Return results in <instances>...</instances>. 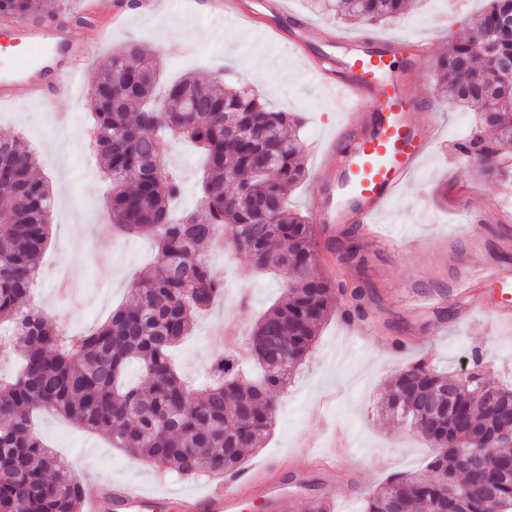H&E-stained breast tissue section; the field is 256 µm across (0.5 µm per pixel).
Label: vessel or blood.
Here are the masks:
<instances>
[{"label": "vessel or blood", "mask_w": 512, "mask_h": 512, "mask_svg": "<svg viewBox=\"0 0 512 512\" xmlns=\"http://www.w3.org/2000/svg\"><path fill=\"white\" fill-rule=\"evenodd\" d=\"M224 10L234 20L257 32L283 41L300 64L301 71L314 79L327 99L343 117L340 127L326 142L319 170L327 188L313 196L310 210L318 224H358L369 240H377L375 224L379 215L409 184L436 139L434 125L418 120L421 111H434L431 96L414 95L407 85V73L424 75L428 49L411 35L385 37L346 36L350 46L341 61L313 56L276 23H259L245 11L240 0H224ZM14 49L10 72L0 75V104L20 99L36 103L51 96L66 99L73 94V78L89 56L87 44L75 41L57 23L36 24L23 18L5 17ZM374 98L379 123L370 135L357 129L367 98ZM497 283L512 288V273L488 262H476L457 290L467 302H475L479 288ZM304 485L302 475L287 479L272 465L227 479L202 492L159 495L126 484L113 487L111 499L87 498L86 512H245L260 505L262 512H283L290 497L289 482Z\"/></svg>", "instance_id": "b4317fda"}]
</instances>
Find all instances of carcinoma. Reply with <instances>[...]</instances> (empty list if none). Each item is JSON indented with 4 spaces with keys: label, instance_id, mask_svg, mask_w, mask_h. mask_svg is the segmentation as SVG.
I'll return each mask as SVG.
<instances>
[{
    "label": "carcinoma",
    "instance_id": "obj_1",
    "mask_svg": "<svg viewBox=\"0 0 512 512\" xmlns=\"http://www.w3.org/2000/svg\"><path fill=\"white\" fill-rule=\"evenodd\" d=\"M63 0H0V14L30 20L54 18ZM409 0H334L339 18L369 24L391 21ZM512 0H490L435 64L439 98L479 112L480 125L496 138L476 135L459 145L481 174L511 178L502 150L512 145V28L501 22ZM158 75L153 61L131 43L112 55L91 89L94 146L103 155L111 188V230L154 243L158 274L138 278L129 300L102 324L71 335L26 304L40 274L51 233L53 192L37 173L34 149L0 138V348L20 359L0 377V512H83L80 476L34 433L31 417L47 412L108 435L134 458L156 461L181 478L222 480L244 469L245 453L260 448L276 421L278 394L309 354L321 323L336 309L335 286L313 274L318 252L312 225L287 206L288 194L306 175L301 140L288 133L298 116L269 109L252 89L224 86L221 78L186 77L164 95L180 97L193 112H158ZM197 143L206 153L200 200L207 220L188 211L177 217L172 200L181 181L162 162L165 138ZM341 258L360 265L355 229L344 232ZM245 255L260 272L283 277L282 296L256 320L248 353L261 370L253 380L240 358L217 359L202 387L188 385L173 354L190 335L195 314L224 293L206 247ZM347 313L365 316L367 292L347 291ZM137 365V382H126ZM450 378L418 359L391 384L387 411L407 422L435 448L431 476L398 473L367 498L365 512H512V448H497L477 467L458 453L473 426L481 442L512 428V389L478 377L463 385L446 407L423 409ZM467 484L463 499L451 489Z\"/></svg>",
    "mask_w": 512,
    "mask_h": 512
}]
</instances>
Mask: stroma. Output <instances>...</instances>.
<instances>
[{
	"label": "stroma",
	"mask_w": 512,
	"mask_h": 512,
	"mask_svg": "<svg viewBox=\"0 0 512 512\" xmlns=\"http://www.w3.org/2000/svg\"><path fill=\"white\" fill-rule=\"evenodd\" d=\"M191 2L179 0L166 20L133 14L116 28L106 5L66 0L58 20L69 24L72 38L91 39L99 25L108 30L97 55L82 66V91L70 100L0 106V137L19 136L34 148L39 173L55 194L40 284L30 300L68 333L79 334L104 322L127 299L135 279L159 269L150 242L110 232L106 176L88 147L94 108L90 89L112 54L126 43L136 41L147 49L161 82L186 73L220 75L252 88L271 109L296 113L308 175L290 193L289 208L307 211L311 197L322 188L313 175L318 148L338 114L319 85L302 74L274 39L220 21L218 12L195 11ZM287 5L315 24L304 41L318 55L335 51L324 32L366 28L365 23L316 8L314 0H288ZM486 5L487 0H413L408 12L378 24L376 30L426 39L430 57L436 58L468 34L472 18ZM176 39L191 43L192 52L168 53L167 42ZM477 120L472 108L446 105L438 144L382 217L385 233L401 239L402 248L365 244V262L356 269L330 248L339 225H314L319 252L315 274L336 284L363 282L373 292L367 321L378 336H402L406 344L392 350L358 345L343 320L345 298L337 296L336 313L322 325L311 353L280 393L273 430L263 448L248 454L246 468L272 463L291 473L306 449L335 454V512H362L366 497L391 474L424 471L431 454L415 433L381 411L398 370L423 358L432 368L458 376L477 367L472 357L479 352L482 376L512 388V329L479 310L465 317L458 314L455 283L475 261L512 270V216H503L504 211L512 213V182L477 175L473 160L458 150ZM203 161L201 151L186 141L165 146L163 162L185 187L176 210L197 209ZM214 259L226 270L224 294L197 319L175 353L181 374L195 385L207 381L211 361L223 352L227 339H234L236 350L246 348L255 317L282 294L280 279L257 273L245 256L218 253ZM229 328L234 331L230 338L225 335ZM34 431L84 474L90 494L113 483L156 492L208 484L204 477L183 480L167 475L165 465L134 460L113 447L107 436L58 416H40Z\"/></svg>",
	"instance_id": "stroma-1"
}]
</instances>
